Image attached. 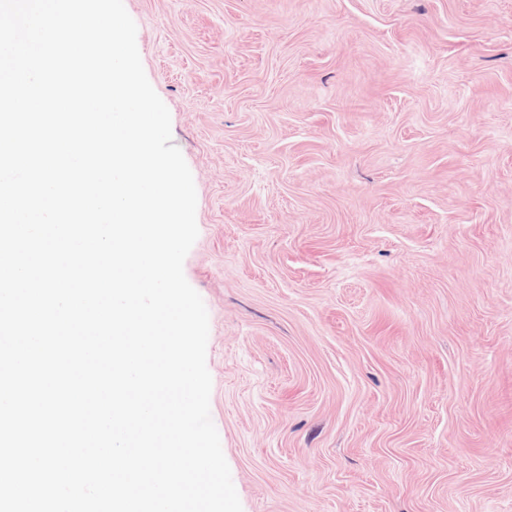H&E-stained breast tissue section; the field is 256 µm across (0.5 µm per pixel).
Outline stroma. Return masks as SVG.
Masks as SVG:
<instances>
[{"label": "stroma", "mask_w": 512, "mask_h": 512, "mask_svg": "<svg viewBox=\"0 0 512 512\" xmlns=\"http://www.w3.org/2000/svg\"><path fill=\"white\" fill-rule=\"evenodd\" d=\"M124 6L243 512H512V0Z\"/></svg>", "instance_id": "35a3bbf8"}]
</instances>
